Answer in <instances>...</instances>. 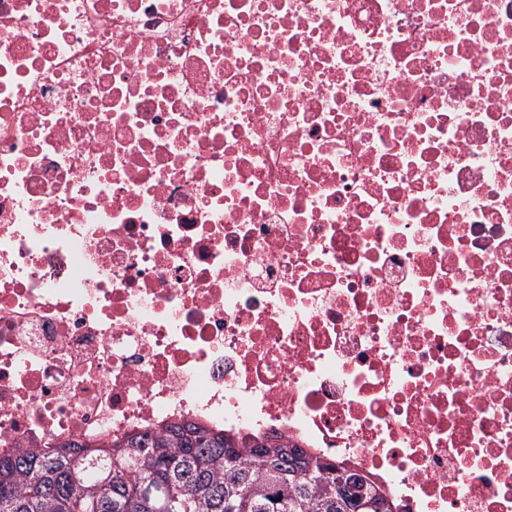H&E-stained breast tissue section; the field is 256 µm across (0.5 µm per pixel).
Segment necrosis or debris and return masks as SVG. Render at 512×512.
I'll return each mask as SVG.
<instances>
[{
	"label": "necrosis or debris",
	"mask_w": 512,
	"mask_h": 512,
	"mask_svg": "<svg viewBox=\"0 0 512 512\" xmlns=\"http://www.w3.org/2000/svg\"><path fill=\"white\" fill-rule=\"evenodd\" d=\"M183 420L512 512V0H0V451Z\"/></svg>",
	"instance_id": "necrosis-or-debris-1"
}]
</instances>
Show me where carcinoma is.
Listing matches in <instances>:
<instances>
[{
	"label": "carcinoma",
	"mask_w": 512,
	"mask_h": 512,
	"mask_svg": "<svg viewBox=\"0 0 512 512\" xmlns=\"http://www.w3.org/2000/svg\"><path fill=\"white\" fill-rule=\"evenodd\" d=\"M336 463L172 422L107 444L0 455V512H362Z\"/></svg>",
	"instance_id": "carcinoma-1"
}]
</instances>
